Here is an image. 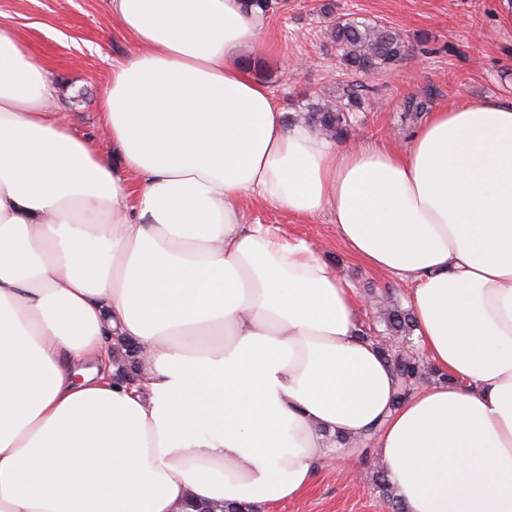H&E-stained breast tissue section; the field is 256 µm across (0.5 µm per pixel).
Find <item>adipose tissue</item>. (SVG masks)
Returning <instances> with one entry per match:
<instances>
[{
  "label": "adipose tissue",
  "instance_id": "1",
  "mask_svg": "<svg viewBox=\"0 0 512 512\" xmlns=\"http://www.w3.org/2000/svg\"><path fill=\"white\" fill-rule=\"evenodd\" d=\"M136 46L100 120L0 25V512H192L297 499L372 436L408 512H512V103L433 112L405 145L289 123L240 53L242 0H111ZM118 155L121 166L110 164ZM329 213L409 285L439 381L395 403L361 301L245 198ZM142 350L116 381V347Z\"/></svg>",
  "mask_w": 512,
  "mask_h": 512
}]
</instances>
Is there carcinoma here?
<instances>
[{
	"label": "carcinoma",
	"instance_id": "obj_1",
	"mask_svg": "<svg viewBox=\"0 0 512 512\" xmlns=\"http://www.w3.org/2000/svg\"><path fill=\"white\" fill-rule=\"evenodd\" d=\"M245 8L264 17L276 15L282 0H244ZM325 21L324 37L336 51L343 69L350 74H375L394 69L410 57L411 49L404 37L395 29L377 22L344 19L332 22L331 4L322 6ZM360 85L349 83L342 93L331 98H319L309 103L305 110L288 116L290 121H304L328 137H334L349 125V114L360 108ZM386 330L392 336L409 339L415 329L411 311L398 306L385 309ZM384 358L391 364L396 377V400L402 401L411 394L416 383L423 378L424 366L412 356L393 347L378 345ZM376 479L382 494L391 504L392 512H405L398 497L393 495L387 474L376 469Z\"/></svg>",
	"mask_w": 512,
	"mask_h": 512
}]
</instances>
